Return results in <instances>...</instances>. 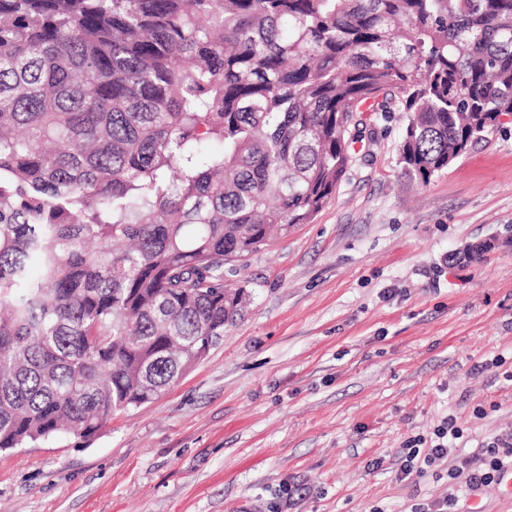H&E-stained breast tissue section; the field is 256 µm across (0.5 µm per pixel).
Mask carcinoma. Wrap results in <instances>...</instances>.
<instances>
[{
  "label": "carcinoma",
  "mask_w": 512,
  "mask_h": 512,
  "mask_svg": "<svg viewBox=\"0 0 512 512\" xmlns=\"http://www.w3.org/2000/svg\"><path fill=\"white\" fill-rule=\"evenodd\" d=\"M426 183L512 115V0H0V449L92 440L243 315L357 117Z\"/></svg>",
  "instance_id": "carcinoma-1"
}]
</instances>
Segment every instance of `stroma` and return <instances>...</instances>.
<instances>
[{"instance_id":"35a3bbf8","label":"stroma","mask_w":512,"mask_h":512,"mask_svg":"<svg viewBox=\"0 0 512 512\" xmlns=\"http://www.w3.org/2000/svg\"><path fill=\"white\" fill-rule=\"evenodd\" d=\"M403 123L363 129L314 219L225 272L250 301L177 384L91 444L0 452V512H512L465 485L512 433V120L426 183L396 164ZM450 425L446 457L410 458Z\"/></svg>"}]
</instances>
